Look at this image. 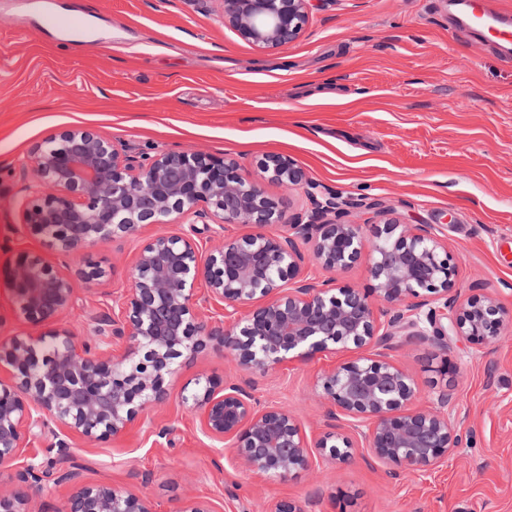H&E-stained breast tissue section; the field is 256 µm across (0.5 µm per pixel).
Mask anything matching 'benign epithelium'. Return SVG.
Returning a JSON list of instances; mask_svg holds the SVG:
<instances>
[{
	"mask_svg": "<svg viewBox=\"0 0 512 512\" xmlns=\"http://www.w3.org/2000/svg\"><path fill=\"white\" fill-rule=\"evenodd\" d=\"M317 0H224V26L260 50L285 47L304 33ZM264 177L307 185L310 210L286 233L224 236L207 254L186 235L156 234L138 250L120 315L96 318L95 336L80 338L58 323L75 304L73 277L92 284L107 271L71 261L99 241L135 234L142 226L284 223L283 201L259 180H247L233 160L196 150L159 153L140 161L86 127H70L36 143L24 167L18 234L39 240L58 263L19 254L8 288L16 318L46 330L0 343V464L23 456L35 428H62L51 464L68 460L75 440L121 435L148 407L167 397L178 359L224 348L241 371L267 373L290 360L326 351L357 352L324 371L317 395L328 405V431L310 440L286 408L262 406L250 382L208 378L183 396L204 433L229 440L249 472L286 480L312 468L314 455L347 463L358 449L394 472L423 475L461 447L453 388L419 403L414 378L390 359L404 344L476 350L497 344L512 312L497 297L459 286L455 257L435 228L383 218L363 227L339 221L345 203L308 181L291 158L271 155ZM313 243L325 271L368 261L371 288L317 284L302 271L298 241ZM204 279L206 293L195 288ZM224 304L227 328H207L202 304ZM47 474L30 462L17 472L28 488ZM71 493L57 512H153L142 492L84 484L58 469ZM0 512H31L29 495L0 494Z\"/></svg>",
	"mask_w": 512,
	"mask_h": 512,
	"instance_id": "7a95c632",
	"label": "benign epithelium"
}]
</instances>
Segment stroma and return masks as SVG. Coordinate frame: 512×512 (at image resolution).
<instances>
[{
    "label": "stroma",
    "mask_w": 512,
    "mask_h": 512,
    "mask_svg": "<svg viewBox=\"0 0 512 512\" xmlns=\"http://www.w3.org/2000/svg\"><path fill=\"white\" fill-rule=\"evenodd\" d=\"M71 126L136 160L223 155L247 179L260 178L267 156H289L313 182L364 200L345 222L371 225L382 206L400 223L433 225L459 285L512 310V58L459 30L443 0H320L304 34L272 51L225 27L224 0H0V226L20 221L31 146ZM167 230L86 252L108 277L76 282V332L118 314L137 247ZM20 251L44 248L19 236L0 247L5 343L32 331L14 317L4 278ZM392 357L422 397L455 388L463 446L427 474L397 476L360 455L285 481L246 472L182 400L205 377H238L219 347L182 362L166 400L124 434L80 442L68 466L90 483L143 490L155 512H180L190 498L215 512H265L277 500L302 512H512V325L482 354L454 341ZM342 359L324 352L251 374L254 394L318 434L326 408L315 381Z\"/></svg>",
    "instance_id": "stroma-1"
}]
</instances>
